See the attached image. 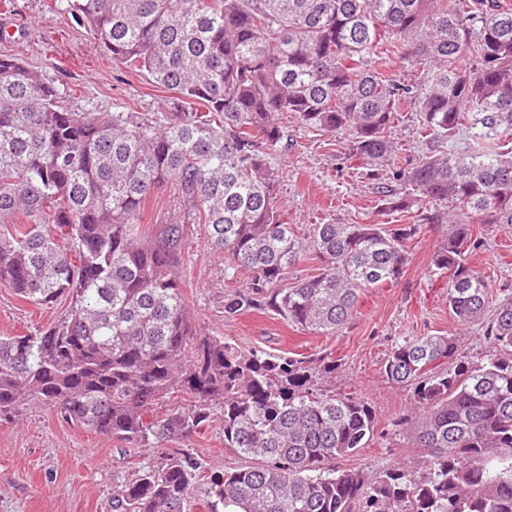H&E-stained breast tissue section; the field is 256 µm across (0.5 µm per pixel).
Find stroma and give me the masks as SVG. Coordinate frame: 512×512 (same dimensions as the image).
<instances>
[{"instance_id": "obj_1", "label": "stroma", "mask_w": 512, "mask_h": 512, "mask_svg": "<svg viewBox=\"0 0 512 512\" xmlns=\"http://www.w3.org/2000/svg\"><path fill=\"white\" fill-rule=\"evenodd\" d=\"M5 53L26 60L78 112H136L149 119L178 109L174 94L157 87L146 72L113 63L83 28L56 9L55 0H0V54ZM285 125L288 148L271 153L269 162L279 171L276 193L286 222L299 227L412 222V214L382 209L377 187L387 176L372 174L363 160L351 156L350 131H312L292 118ZM175 218L188 225L181 277L196 327L245 349L335 358L336 371L321 378L322 388L367 398L377 421L371 446L338 459L337 467L381 470L400 461L420 466L421 449L391 429L395 419L411 410L413 400L411 391L382 376L392 344L405 336L439 333L455 337L461 355L471 361L485 360L493 352L448 309V279L431 264L443 225L425 226L408 244L401 279L365 290L347 324L324 336L268 310L225 317L224 298L241 289L244 279L226 278L223 256L208 248L204 225L190 221L172 181L146 199L140 222L154 228ZM482 230L484 246L472 257V266L489 277L492 289L512 288V232L492 224ZM69 309L66 299L48 307L32 304L0 281V336L46 328ZM176 452L201 465L186 512H208L211 482L249 464L225 447L217 423L183 441L135 448L67 423L54 410L27 406L19 414L0 416V512H112L113 492L121 483Z\"/></svg>"}]
</instances>
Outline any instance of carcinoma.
<instances>
[{"mask_svg": "<svg viewBox=\"0 0 512 512\" xmlns=\"http://www.w3.org/2000/svg\"><path fill=\"white\" fill-rule=\"evenodd\" d=\"M112 61L145 71L185 112H72L15 55H0V281L68 316L34 335L0 337V414L29 403L137 448L190 437L218 420L224 447L263 464L212 482L210 512H512V292L488 309V277L469 259L475 224L512 230V10L494 0H60ZM421 69L405 84L377 62ZM202 104L206 111L193 110ZM415 112L425 145L402 164L394 133ZM350 130L352 156L388 168L384 209L418 224L284 222L270 152L287 147L280 116ZM174 180L224 273L248 274L224 316L264 307L331 335L362 291L399 281L407 242L446 224L432 257L448 307L495 349L458 358L452 336L403 337L381 366L411 390L395 421L424 454L369 477L334 462L369 447L368 399L327 393L336 371L243 351L202 335L179 277L186 228L138 224L141 205ZM27 222L18 224L14 217ZM317 273L286 285L305 255ZM176 391L193 403L167 413ZM200 464L183 455L144 467L114 512H185Z\"/></svg>", "mask_w": 512, "mask_h": 512, "instance_id": "obj_1", "label": "carcinoma"}]
</instances>
